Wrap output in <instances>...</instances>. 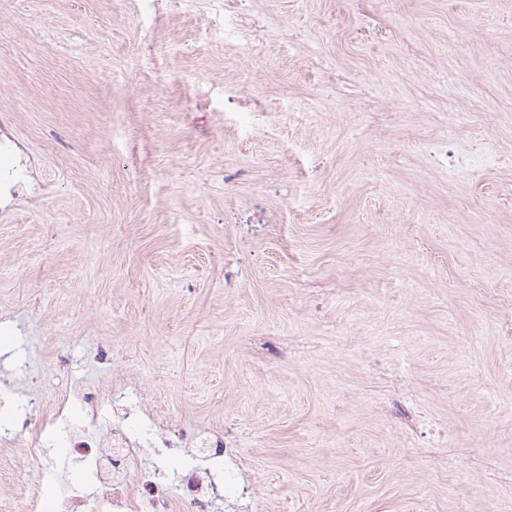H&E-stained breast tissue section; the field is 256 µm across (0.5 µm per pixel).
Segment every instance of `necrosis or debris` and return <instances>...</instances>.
I'll list each match as a JSON object with an SVG mask.
<instances>
[{
  "label": "necrosis or debris",
  "instance_id": "obj_1",
  "mask_svg": "<svg viewBox=\"0 0 512 512\" xmlns=\"http://www.w3.org/2000/svg\"><path fill=\"white\" fill-rule=\"evenodd\" d=\"M203 2L223 15L226 40L255 39L252 0H141V11L156 21L176 10L195 11ZM38 191L33 159L15 139L10 114L2 112L0 210ZM0 414L8 418L0 424V473L15 475L16 448L34 464L38 485L63 488L50 500L30 494L20 512H211L219 492H248L244 485L215 482L223 459L236 455L231 439L185 429L168 434L165 401L138 400L134 384L119 373L93 389L70 387L25 405L13 386L0 385ZM176 452L182 465L174 483L161 462ZM62 453L83 466L84 484L63 487L57 461Z\"/></svg>",
  "mask_w": 512,
  "mask_h": 512
}]
</instances>
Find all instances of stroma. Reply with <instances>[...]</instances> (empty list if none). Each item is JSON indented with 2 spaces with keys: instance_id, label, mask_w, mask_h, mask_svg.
I'll return each instance as SVG.
<instances>
[{
  "instance_id": "stroma-1",
  "label": "stroma",
  "mask_w": 512,
  "mask_h": 512,
  "mask_svg": "<svg viewBox=\"0 0 512 512\" xmlns=\"http://www.w3.org/2000/svg\"><path fill=\"white\" fill-rule=\"evenodd\" d=\"M137 3L0 9L46 191L0 215V383L131 374L233 437L212 512H512V0H253L247 44Z\"/></svg>"
}]
</instances>
